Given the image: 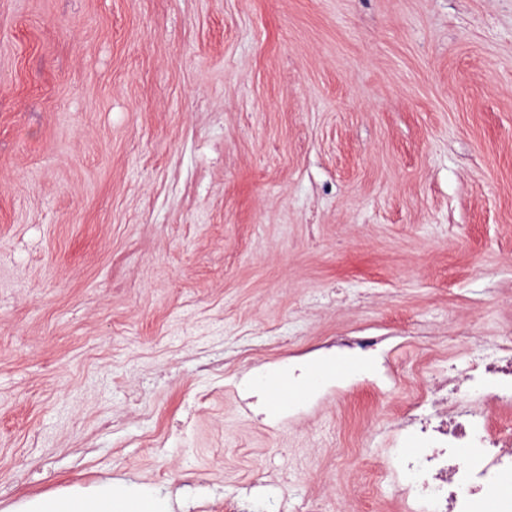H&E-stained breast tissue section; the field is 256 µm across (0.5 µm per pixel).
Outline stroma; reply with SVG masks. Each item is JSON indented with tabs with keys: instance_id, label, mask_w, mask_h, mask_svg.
Masks as SVG:
<instances>
[{
	"instance_id": "obj_1",
	"label": "stroma",
	"mask_w": 512,
	"mask_h": 512,
	"mask_svg": "<svg viewBox=\"0 0 512 512\" xmlns=\"http://www.w3.org/2000/svg\"><path fill=\"white\" fill-rule=\"evenodd\" d=\"M510 322L512 0H0V512H399L410 392ZM374 328L399 383L253 382ZM259 386L265 385V390L269 393L270 399L272 401H278L281 403L285 401H292L293 403H297L301 401L304 397V394L297 393V380L290 381L288 384L287 381H284L283 378H279L277 382L271 383L266 376H260V379L257 383ZM20 512H167L163 500L147 494L115 491L103 482L90 492L40 497L20 506Z\"/></svg>"
}]
</instances>
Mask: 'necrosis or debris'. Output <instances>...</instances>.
Segmentation results:
<instances>
[{"label": "necrosis or debris", "instance_id": "obj_1", "mask_svg": "<svg viewBox=\"0 0 512 512\" xmlns=\"http://www.w3.org/2000/svg\"><path fill=\"white\" fill-rule=\"evenodd\" d=\"M424 399L438 406V423L418 420ZM490 400L512 408V340L413 392L407 422L416 449L402 457L395 489L402 512H483L491 497L496 512H512V496L495 495L512 477V421L487 410Z\"/></svg>", "mask_w": 512, "mask_h": 512}]
</instances>
